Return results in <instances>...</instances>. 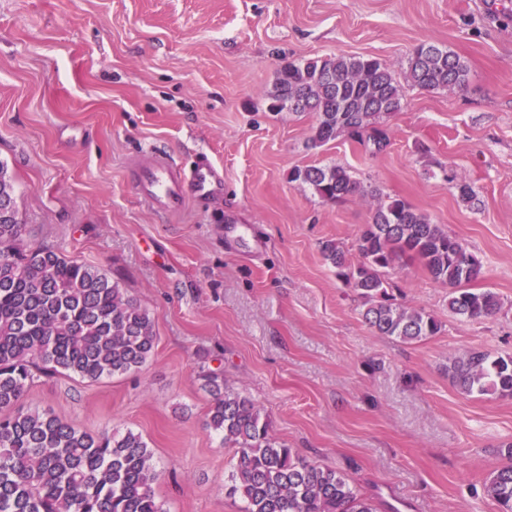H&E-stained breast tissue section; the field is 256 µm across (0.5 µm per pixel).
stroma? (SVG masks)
Instances as JSON below:
<instances>
[{"label": "stroma", "instance_id": "obj_1", "mask_svg": "<svg viewBox=\"0 0 512 512\" xmlns=\"http://www.w3.org/2000/svg\"><path fill=\"white\" fill-rule=\"evenodd\" d=\"M424 41L467 62V89L411 85ZM330 55L393 71L404 108L382 121L383 149L345 135L313 148L314 113L269 111L281 58ZM153 147L184 163L207 153L223 199L160 218L134 189ZM0 162L25 245L99 268L157 333L139 371L40 376L23 404L90 433L141 434L165 512H241L226 493L232 451L206 428L208 371L377 512H501L482 484L512 464V398L462 393L448 366L471 350L512 354V0H0ZM314 165L427 214L482 258L474 287L499 312L454 315L447 287L404 258L391 295L442 328L416 343L376 334L320 250L332 239L359 262L376 201L323 202L290 178Z\"/></svg>", "mask_w": 512, "mask_h": 512}]
</instances>
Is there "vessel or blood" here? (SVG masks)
Returning a JSON list of instances; mask_svg holds the SVG:
<instances>
[{"mask_svg": "<svg viewBox=\"0 0 512 512\" xmlns=\"http://www.w3.org/2000/svg\"><path fill=\"white\" fill-rule=\"evenodd\" d=\"M135 189L156 213L173 217L189 202L223 197L224 170L205 155L186 167L157 152L140 166Z\"/></svg>", "mask_w": 512, "mask_h": 512, "instance_id": "b4317fda", "label": "vessel or blood"}]
</instances>
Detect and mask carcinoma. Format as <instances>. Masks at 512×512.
<instances>
[{"label": "carcinoma", "mask_w": 512, "mask_h": 512, "mask_svg": "<svg viewBox=\"0 0 512 512\" xmlns=\"http://www.w3.org/2000/svg\"><path fill=\"white\" fill-rule=\"evenodd\" d=\"M407 74L425 91L464 90L469 82L465 60L433 43L413 51ZM266 100L272 112L315 113L314 147L347 134L378 150L388 137L376 124L404 106L390 67L348 55L283 62ZM292 179L327 202L377 199L358 239L359 263H350L333 240L322 245L324 259L362 299L361 316L376 333L414 343L440 331L433 315L393 302L388 292L389 271L403 256L451 288L448 308L459 317L480 320L500 310L493 292L468 288L482 277L483 260L406 200L361 184L339 165L296 169ZM445 179L461 201L476 200L465 177ZM14 212L12 179L0 163V512H165L142 435L108 428L92 434L22 406L39 373L95 383L138 371L154 353L157 334L154 316L97 267L51 247L23 248L24 225ZM448 376L466 394L512 397V355L469 351L451 361ZM202 379L213 396L207 426L233 450L232 492L245 502L243 512H376L346 478L272 438L261 409L227 391L218 373ZM482 491L512 512V465L495 471Z\"/></svg>", "instance_id": "cac0c4a2"}]
</instances>
